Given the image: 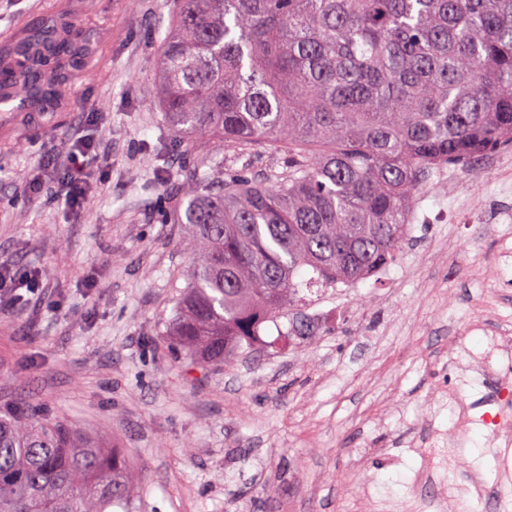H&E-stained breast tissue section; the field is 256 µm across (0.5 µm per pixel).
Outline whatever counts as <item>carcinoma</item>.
I'll use <instances>...</instances> for the list:
<instances>
[{
	"mask_svg": "<svg viewBox=\"0 0 512 512\" xmlns=\"http://www.w3.org/2000/svg\"><path fill=\"white\" fill-rule=\"evenodd\" d=\"M157 52L177 132L282 154L250 177L205 161L162 176L185 190L194 254L169 343L212 366L305 305L301 287L395 262L433 164L512 147V0H176ZM74 55L66 29L20 43L3 94L58 97ZM130 490L116 449L0 412V512H108Z\"/></svg>",
	"mask_w": 512,
	"mask_h": 512,
	"instance_id": "carcinoma-1",
	"label": "carcinoma"
}]
</instances>
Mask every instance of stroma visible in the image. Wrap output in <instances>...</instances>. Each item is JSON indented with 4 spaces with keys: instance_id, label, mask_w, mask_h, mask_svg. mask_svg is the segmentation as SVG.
<instances>
[{
    "instance_id": "stroma-1",
    "label": "stroma",
    "mask_w": 512,
    "mask_h": 512,
    "mask_svg": "<svg viewBox=\"0 0 512 512\" xmlns=\"http://www.w3.org/2000/svg\"><path fill=\"white\" fill-rule=\"evenodd\" d=\"M173 13L174 0H0V57L62 22L83 46L55 109L0 108V265L39 286L0 310V408L120 450L131 512H358L363 495L372 512H430L444 475L423 449L462 399L454 446L499 489L512 446L485 422L512 421V401L481 359L512 331V148L423 178L397 261L308 307L304 343L270 323L264 347L196 363L165 336L191 255L159 173L227 155L256 175L280 155L167 125L153 90ZM84 134L100 142L94 198L67 208L35 161Z\"/></svg>"
}]
</instances>
